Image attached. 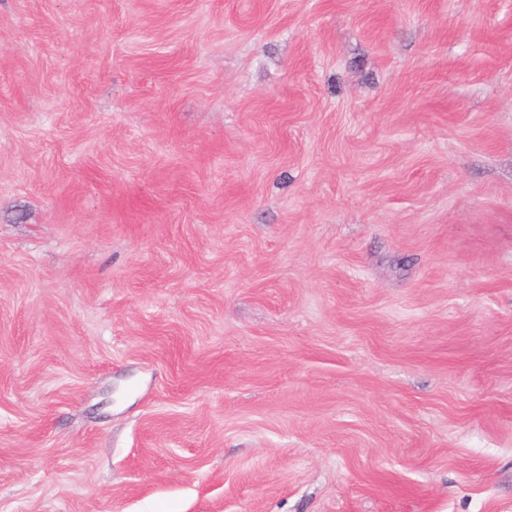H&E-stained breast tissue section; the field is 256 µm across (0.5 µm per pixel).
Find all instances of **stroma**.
I'll return each mask as SVG.
<instances>
[{"instance_id": "obj_1", "label": "stroma", "mask_w": 512, "mask_h": 512, "mask_svg": "<svg viewBox=\"0 0 512 512\" xmlns=\"http://www.w3.org/2000/svg\"><path fill=\"white\" fill-rule=\"evenodd\" d=\"M0 512H512V0H0Z\"/></svg>"}]
</instances>
